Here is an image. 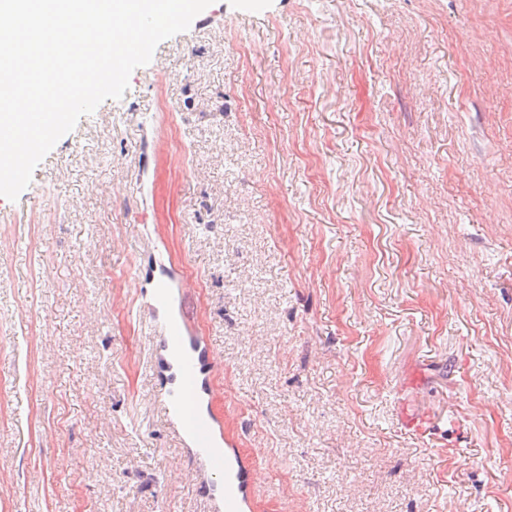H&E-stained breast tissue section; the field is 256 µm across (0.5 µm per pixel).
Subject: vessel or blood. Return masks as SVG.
Listing matches in <instances>:
<instances>
[{
    "label": "vessel or blood",
    "instance_id": "b4317fda",
    "mask_svg": "<svg viewBox=\"0 0 512 512\" xmlns=\"http://www.w3.org/2000/svg\"><path fill=\"white\" fill-rule=\"evenodd\" d=\"M192 288L188 281H162L146 295V328L159 343L171 375L157 399L193 463L188 479L208 489L210 512H245L247 488L242 480L228 477L224 419L211 408L216 355L185 309Z\"/></svg>",
    "mask_w": 512,
    "mask_h": 512
}]
</instances>
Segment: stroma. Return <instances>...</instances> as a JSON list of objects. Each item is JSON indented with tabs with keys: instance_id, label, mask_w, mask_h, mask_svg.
<instances>
[{
	"instance_id": "obj_1",
	"label": "stroma",
	"mask_w": 512,
	"mask_h": 512,
	"mask_svg": "<svg viewBox=\"0 0 512 512\" xmlns=\"http://www.w3.org/2000/svg\"><path fill=\"white\" fill-rule=\"evenodd\" d=\"M165 270L248 512H512V0H214L0 197V512H210ZM192 288L189 281H162L146 295L145 304L152 309L146 328L159 343L171 375L156 395L167 423L192 460L187 478L208 488L210 511L245 512L247 488L240 476L228 478L224 448L230 443L224 437V418L211 408L216 355L185 309Z\"/></svg>"
}]
</instances>
